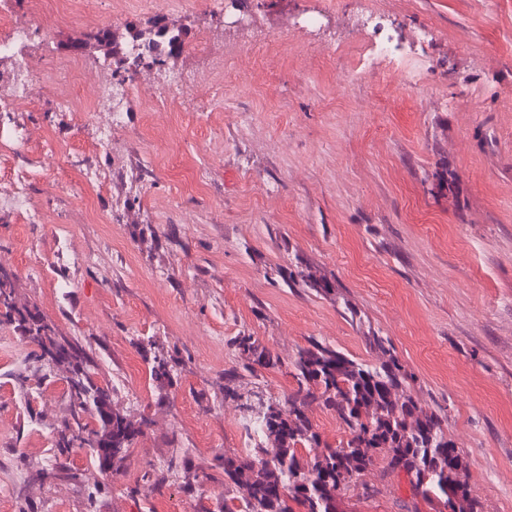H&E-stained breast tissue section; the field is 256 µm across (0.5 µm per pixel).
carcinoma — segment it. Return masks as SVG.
Instances as JSON below:
<instances>
[{"label":"carcinoma","instance_id":"1","mask_svg":"<svg viewBox=\"0 0 512 512\" xmlns=\"http://www.w3.org/2000/svg\"><path fill=\"white\" fill-rule=\"evenodd\" d=\"M148 25L149 30L135 27L124 34L104 25L70 48L81 52L91 44L102 51L104 60L115 61L126 73H136L147 58L162 68L182 51L186 31L169 26L162 17ZM13 290V274L0 269V323L13 327L36 348L41 367L51 368L60 355L72 374L66 378L69 413L56 430L53 447L61 455L88 451L97 474L102 462L91 451L92 436L108 422L113 452L107 474H123L130 449L146 436L150 421L114 402V384L99 377L87 352L61 336L37 306L9 303ZM364 342L375 361L309 341L296 351L289 365L292 385L280 398L242 392L238 385L245 373L258 376L282 369L279 358L250 333L227 340L237 365L224 372L223 395L238 403L252 444L217 459L215 467L224 477L218 512H343L348 496L370 500L383 494L395 472L405 476L409 486L404 512H421L422 504L431 512H482V504L471 493L467 462L452 451L447 416L426 409L414 396V374L387 337L370 328ZM136 346L149 353L150 377L159 396H167L177 383V352L154 347L148 337L138 339ZM314 408L336 418L344 432L338 441L329 442L312 422ZM344 466L356 472L355 480L336 481V471ZM170 475L180 477L189 493L210 479L205 467L194 464L188 449L176 448L160 471L144 470L130 489L131 496L147 499L162 493Z\"/></svg>","mask_w":512,"mask_h":512}]
</instances>
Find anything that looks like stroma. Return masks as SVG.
<instances>
[{
  "label": "stroma",
  "instance_id": "obj_1",
  "mask_svg": "<svg viewBox=\"0 0 512 512\" xmlns=\"http://www.w3.org/2000/svg\"><path fill=\"white\" fill-rule=\"evenodd\" d=\"M27 24L0 58V195L23 171L39 222L0 210V268L18 304L37 305L92 353L114 395L150 429L125 476L99 493L40 481L68 412L65 371L19 383L32 345L0 325V512H140L145 463L174 444L194 463L244 448L224 399L226 345L246 331L289 361L315 338L369 359L379 330L448 417L484 512H512V0H0ZM183 25L171 72L201 88L160 99L141 66L101 144L112 83L98 27L155 16ZM395 53L373 58L367 16ZM42 83L30 100L14 73ZM70 88L81 112L58 106ZM107 172L88 182L86 169ZM326 278L325 297L280 270ZM177 348L180 380L160 399L135 341ZM223 477L187 495L169 478L156 512L215 507Z\"/></svg>",
  "mask_w": 512,
  "mask_h": 512
}]
</instances>
